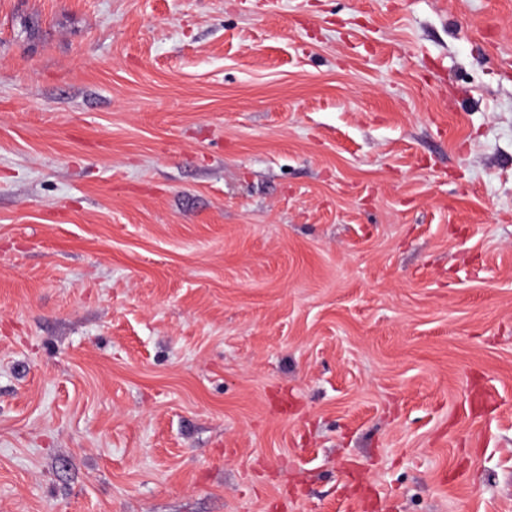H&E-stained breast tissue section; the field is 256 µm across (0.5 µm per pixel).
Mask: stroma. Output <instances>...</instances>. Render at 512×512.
<instances>
[{
    "mask_svg": "<svg viewBox=\"0 0 512 512\" xmlns=\"http://www.w3.org/2000/svg\"><path fill=\"white\" fill-rule=\"evenodd\" d=\"M0 512H512V0H0Z\"/></svg>",
    "mask_w": 512,
    "mask_h": 512,
    "instance_id": "obj_1",
    "label": "stroma"
}]
</instances>
